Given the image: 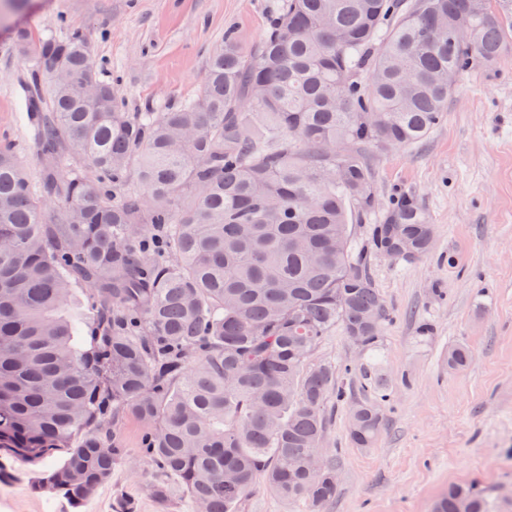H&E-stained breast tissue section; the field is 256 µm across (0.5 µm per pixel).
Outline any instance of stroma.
I'll return each instance as SVG.
<instances>
[{
	"instance_id": "1",
	"label": "stroma",
	"mask_w": 512,
	"mask_h": 512,
	"mask_svg": "<svg viewBox=\"0 0 512 512\" xmlns=\"http://www.w3.org/2000/svg\"><path fill=\"white\" fill-rule=\"evenodd\" d=\"M276 0H0V143L37 178L39 161L22 118L16 79L26 64L14 32L82 30L104 75L119 81L128 111L173 106L201 89L210 50L234 30L256 45ZM374 210L354 220L367 230L390 199L414 195L434 228L431 252L406 264L371 253L369 270L390 319L378 382L391 394L374 447H353L351 405L367 393L362 352L332 330L312 360L336 368L343 401L328 398L322 446L338 493L328 512H432L449 485L472 484L512 498V48L490 66L474 65L448 97L447 120L411 148L369 151ZM465 344L463 371L448 349ZM143 463H119L83 512H193L182 498H157ZM0 512H69L37 493L29 475L0 484Z\"/></svg>"
}]
</instances>
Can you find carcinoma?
<instances>
[{
	"label": "carcinoma",
	"mask_w": 512,
	"mask_h": 512,
	"mask_svg": "<svg viewBox=\"0 0 512 512\" xmlns=\"http://www.w3.org/2000/svg\"><path fill=\"white\" fill-rule=\"evenodd\" d=\"M15 40L33 49L18 91L42 170L35 187L0 147V484L63 449L32 486L77 508L126 460L116 428L135 417L154 491L193 512H241L260 490L324 512L337 490L326 397L343 392L310 359L330 331L366 358L355 447L374 446L388 400L372 378L388 308L350 234L374 207L365 148L413 146L443 124L448 76L512 42V0H280L255 47L224 33L197 97L140 112L82 32ZM432 240L401 194L370 248L414 262ZM470 359L448 348L449 369ZM433 512L492 504L454 486Z\"/></svg>",
	"instance_id": "carcinoma-1"
}]
</instances>
